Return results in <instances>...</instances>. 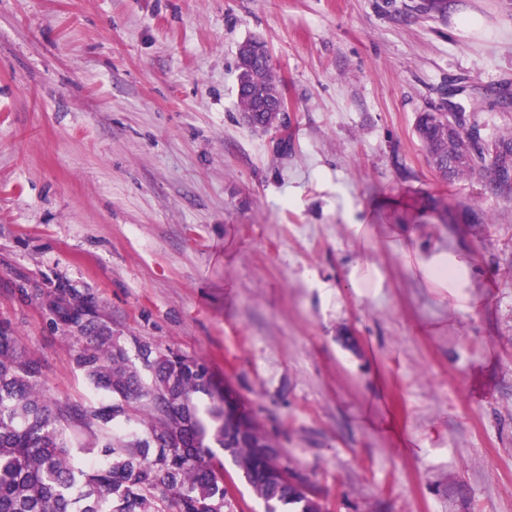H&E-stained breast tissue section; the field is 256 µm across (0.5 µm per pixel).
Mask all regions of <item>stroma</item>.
I'll return each instance as SVG.
<instances>
[{
  "label": "stroma",
  "mask_w": 512,
  "mask_h": 512,
  "mask_svg": "<svg viewBox=\"0 0 512 512\" xmlns=\"http://www.w3.org/2000/svg\"><path fill=\"white\" fill-rule=\"evenodd\" d=\"M254 36L279 154L238 107ZM450 87L487 144L512 133V0H0V321L71 402L104 395L60 285L205 363L323 512H512V188L438 178L414 126ZM352 213L469 249L484 311L449 323L387 252L358 295ZM238 104L244 121L257 132L273 133L281 141L288 140V120L280 121L278 112L288 117V100L282 91L264 105L267 112H258L257 106L272 97L281 83L271 66L270 50L266 42L253 38L238 49ZM274 131V132H272Z\"/></svg>",
  "instance_id": "stroma-1"
}]
</instances>
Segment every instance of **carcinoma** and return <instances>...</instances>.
Listing matches in <instances>:
<instances>
[{"label":"carcinoma","mask_w":512,"mask_h":512,"mask_svg":"<svg viewBox=\"0 0 512 512\" xmlns=\"http://www.w3.org/2000/svg\"><path fill=\"white\" fill-rule=\"evenodd\" d=\"M238 104L244 121L288 140V122L258 105L281 83L266 42L238 49ZM428 109L416 133L444 181L491 176L512 185V136L492 146L478 125ZM56 323L78 334L75 367L108 394L99 404L55 398L40 363L0 324V512H224V449L266 512H322L299 485L284 483L262 448L224 447V383L202 363L141 344L130 356L120 337L86 303L59 290L50 301ZM209 398L201 409L197 394Z\"/></svg>","instance_id":"carcinoma-1"}]
</instances>
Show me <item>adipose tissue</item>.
Masks as SVG:
<instances>
[{
	"instance_id": "1",
	"label": "adipose tissue",
	"mask_w": 512,
	"mask_h": 512,
	"mask_svg": "<svg viewBox=\"0 0 512 512\" xmlns=\"http://www.w3.org/2000/svg\"><path fill=\"white\" fill-rule=\"evenodd\" d=\"M343 245L352 259L346 278L362 295L380 293L386 273L375 257L384 247L397 255L405 274L419 287L438 292L440 303L455 313L478 315L486 304V292L475 276L471 253L456 245H423L413 229L395 225L377 234L374 225L351 219L344 227Z\"/></svg>"
}]
</instances>
